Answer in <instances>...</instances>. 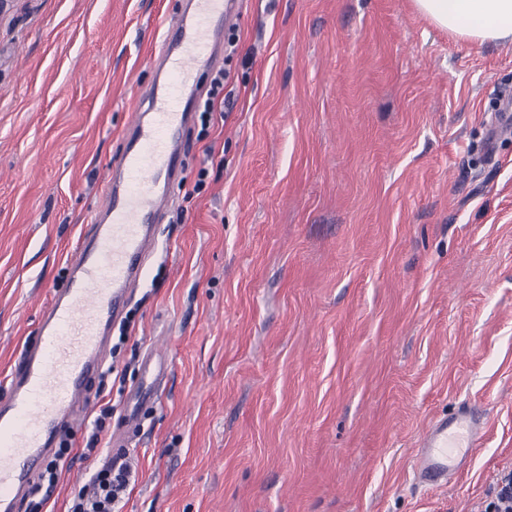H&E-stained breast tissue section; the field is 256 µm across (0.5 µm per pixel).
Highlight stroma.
<instances>
[{
	"label": "stroma",
	"instance_id": "1",
	"mask_svg": "<svg viewBox=\"0 0 512 512\" xmlns=\"http://www.w3.org/2000/svg\"><path fill=\"white\" fill-rule=\"evenodd\" d=\"M175 0L0 5V397L122 147L157 19ZM220 117L193 112L184 173L94 383L107 436L75 460L135 481L119 512H482L512 470V41L475 45L412 0H247ZM212 155H205V146ZM160 400L136 407L148 352ZM489 427L446 488L428 425Z\"/></svg>",
	"mask_w": 512,
	"mask_h": 512
}]
</instances>
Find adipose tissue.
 Wrapping results in <instances>:
<instances>
[{
	"label": "adipose tissue",
	"mask_w": 512,
	"mask_h": 512,
	"mask_svg": "<svg viewBox=\"0 0 512 512\" xmlns=\"http://www.w3.org/2000/svg\"><path fill=\"white\" fill-rule=\"evenodd\" d=\"M418 13L474 44L512 40V0H413Z\"/></svg>",
	"instance_id": "obj_1"
}]
</instances>
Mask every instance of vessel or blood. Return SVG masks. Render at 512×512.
Here are the masks:
<instances>
[{
  "instance_id": "vessel-or-blood-1",
  "label": "vessel or blood",
  "mask_w": 512,
  "mask_h": 512,
  "mask_svg": "<svg viewBox=\"0 0 512 512\" xmlns=\"http://www.w3.org/2000/svg\"><path fill=\"white\" fill-rule=\"evenodd\" d=\"M241 12L242 0H185L161 25L149 60L157 79L142 91L123 147L107 166L103 202L67 264L68 286L53 295L0 400V512H14L57 435L90 403L87 386L104 365L112 322L157 249L155 228L170 204L165 186L182 172L180 137L218 60V29ZM487 427L467 404L435 419L413 463L416 479L447 486Z\"/></svg>"
}]
</instances>
